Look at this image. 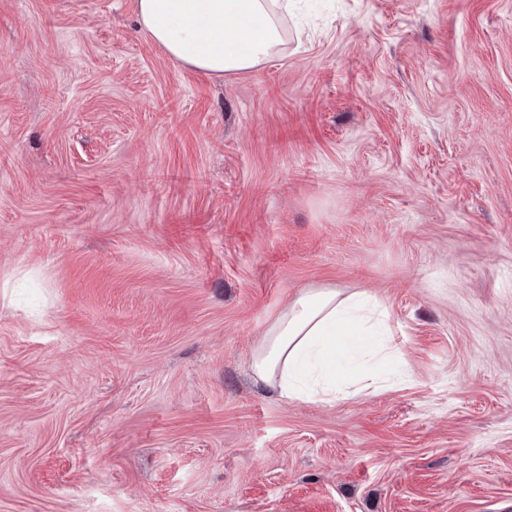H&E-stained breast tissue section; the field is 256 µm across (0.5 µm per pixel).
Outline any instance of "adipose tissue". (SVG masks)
I'll return each mask as SVG.
<instances>
[{"mask_svg": "<svg viewBox=\"0 0 512 512\" xmlns=\"http://www.w3.org/2000/svg\"><path fill=\"white\" fill-rule=\"evenodd\" d=\"M288 0H135L148 36L177 62L208 76L251 71L284 42ZM385 309L367 292L301 293L273 319L251 368L288 400L330 403L351 386L343 360L386 346Z\"/></svg>", "mask_w": 512, "mask_h": 512, "instance_id": "1", "label": "adipose tissue"}]
</instances>
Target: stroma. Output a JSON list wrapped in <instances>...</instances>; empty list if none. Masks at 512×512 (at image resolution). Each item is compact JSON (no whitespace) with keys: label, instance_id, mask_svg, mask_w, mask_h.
Listing matches in <instances>:
<instances>
[{"label":"stroma","instance_id":"1","mask_svg":"<svg viewBox=\"0 0 512 512\" xmlns=\"http://www.w3.org/2000/svg\"><path fill=\"white\" fill-rule=\"evenodd\" d=\"M208 77L132 0H0V512H512V0H299ZM380 382L250 359L300 292ZM384 317L386 310L364 290L347 296L333 288L305 291L265 331L252 356V371L268 384L278 379L279 394L287 400L336 401L338 393L354 385L342 362L366 347L365 336H372L370 351L376 344L387 348Z\"/></svg>","mask_w":512,"mask_h":512}]
</instances>
